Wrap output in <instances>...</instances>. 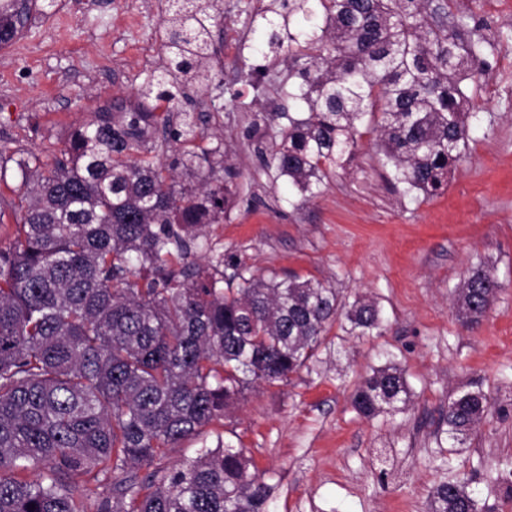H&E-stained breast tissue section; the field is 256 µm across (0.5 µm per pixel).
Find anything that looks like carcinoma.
<instances>
[{
    "instance_id": "cac0c4a2",
    "label": "carcinoma",
    "mask_w": 512,
    "mask_h": 512,
    "mask_svg": "<svg viewBox=\"0 0 512 512\" xmlns=\"http://www.w3.org/2000/svg\"><path fill=\"white\" fill-rule=\"evenodd\" d=\"M452 2L267 0L246 14L241 71L279 101L252 126L268 138L263 166L285 201L318 194L366 134L406 191L433 197L447 184L484 55ZM14 10L0 0V45L22 36ZM166 13L162 66L134 100L91 113L50 163L0 147V186L18 182L15 197L0 193V224L8 210L16 219L0 246V512H268V486L220 436L168 469L154 462L250 385L290 380L333 324L354 336L381 328L363 297L348 304L321 282L191 259L203 227L223 223L241 172L228 143L198 144L205 114L184 109L188 87L220 86L221 0H167ZM498 288L490 271L471 270L457 288L462 322H478ZM409 398L388 363L352 403L374 417ZM490 407L479 388L452 395L448 437L467 441ZM430 506L478 512L462 481L438 485Z\"/></svg>"
}]
</instances>
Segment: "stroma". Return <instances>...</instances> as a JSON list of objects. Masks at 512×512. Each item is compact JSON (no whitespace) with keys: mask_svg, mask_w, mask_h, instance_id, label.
<instances>
[{"mask_svg":"<svg viewBox=\"0 0 512 512\" xmlns=\"http://www.w3.org/2000/svg\"><path fill=\"white\" fill-rule=\"evenodd\" d=\"M23 35L0 49V145L59 156L90 112L130 100L157 68L165 0H39ZM473 39L493 52L470 102L466 159L440 195L392 188L363 143L352 167L308 201L285 203L255 154L249 112L209 110L205 146L231 141L243 176L223 223L196 258L320 281L377 302L379 336L328 334L317 358L284 384H256L223 419L170 449L169 467L224 441L270 485V512H429L433 489L466 481L479 512H512V0H456ZM482 267L500 288L467 326L456 289ZM395 362L410 388L405 412L361 417L360 377ZM481 388L491 414L467 444L440 419L450 394Z\"/></svg>","mask_w":512,"mask_h":512,"instance_id":"1","label":"stroma"}]
</instances>
